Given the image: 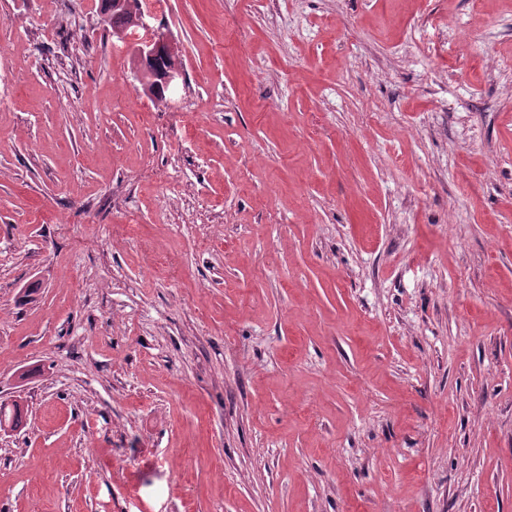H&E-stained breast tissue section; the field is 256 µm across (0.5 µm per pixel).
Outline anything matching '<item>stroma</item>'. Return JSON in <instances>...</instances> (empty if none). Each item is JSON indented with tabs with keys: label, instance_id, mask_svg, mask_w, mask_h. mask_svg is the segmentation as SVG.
I'll use <instances>...</instances> for the list:
<instances>
[{
	"label": "stroma",
	"instance_id": "obj_1",
	"mask_svg": "<svg viewBox=\"0 0 512 512\" xmlns=\"http://www.w3.org/2000/svg\"><path fill=\"white\" fill-rule=\"evenodd\" d=\"M150 4L0 0V512H512V0ZM106 0H103L102 8L104 14L108 15L112 23L113 16L122 12L119 8L126 9V0H113L112 10L107 12L105 8ZM140 9L137 13L133 12L131 18L126 23H112V36L123 42H133L135 51V69L140 79L143 80L146 92L151 95L153 87L149 81L154 78L146 71V64L153 59L156 53L164 48L170 54L180 55L182 50L175 39L165 32L153 29L148 19L152 17L148 7V1H140ZM113 11V16H112Z\"/></svg>",
	"mask_w": 512,
	"mask_h": 512
}]
</instances>
